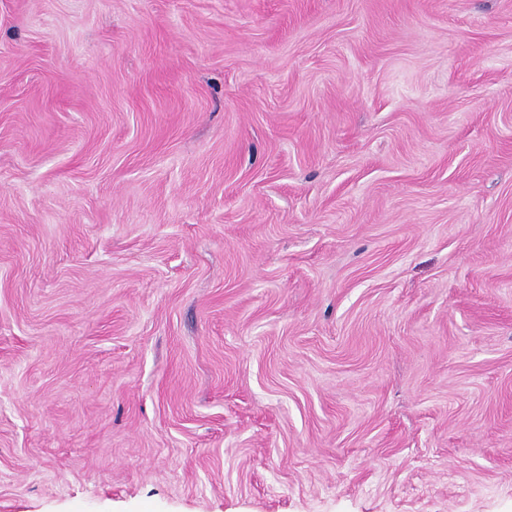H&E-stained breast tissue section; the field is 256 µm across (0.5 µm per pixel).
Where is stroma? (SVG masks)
Returning a JSON list of instances; mask_svg holds the SVG:
<instances>
[{"instance_id": "obj_1", "label": "stroma", "mask_w": 512, "mask_h": 512, "mask_svg": "<svg viewBox=\"0 0 512 512\" xmlns=\"http://www.w3.org/2000/svg\"><path fill=\"white\" fill-rule=\"evenodd\" d=\"M0 512H512V0H0Z\"/></svg>"}]
</instances>
